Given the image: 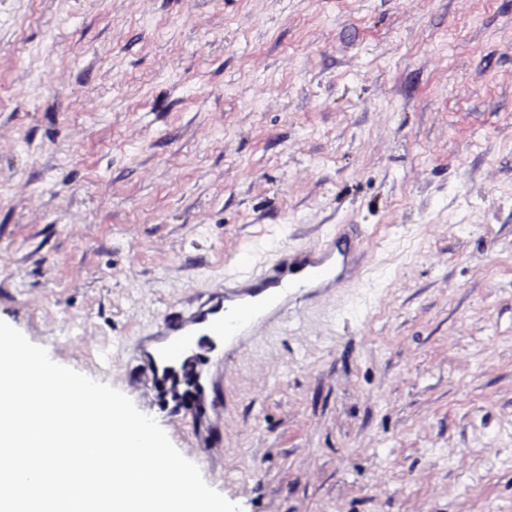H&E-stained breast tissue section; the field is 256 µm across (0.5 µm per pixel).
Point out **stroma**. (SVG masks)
I'll return each instance as SVG.
<instances>
[{"label": "stroma", "mask_w": 512, "mask_h": 512, "mask_svg": "<svg viewBox=\"0 0 512 512\" xmlns=\"http://www.w3.org/2000/svg\"><path fill=\"white\" fill-rule=\"evenodd\" d=\"M329 236L220 418L152 383L239 255ZM0 320L241 512H512V0H0Z\"/></svg>", "instance_id": "stroma-1"}]
</instances>
